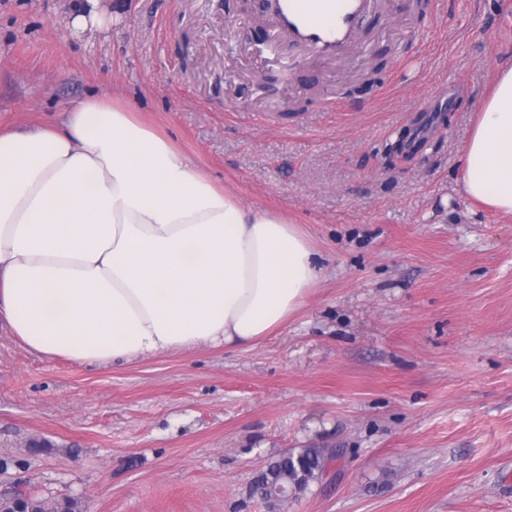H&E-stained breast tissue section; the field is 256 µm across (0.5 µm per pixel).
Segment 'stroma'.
<instances>
[{"label":"stroma","instance_id":"obj_1","mask_svg":"<svg viewBox=\"0 0 512 512\" xmlns=\"http://www.w3.org/2000/svg\"><path fill=\"white\" fill-rule=\"evenodd\" d=\"M336 64L257 0H0V126L105 94L244 206L301 225L316 286L272 336L107 368L0 330V495L82 512H266L292 448L339 454L284 512H512V214L459 187L512 0H389ZM98 1L87 0L84 9L73 17L71 26L75 31H85L101 24L102 19L97 11Z\"/></svg>","mask_w":512,"mask_h":512}]
</instances>
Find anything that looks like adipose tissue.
I'll return each instance as SVG.
<instances>
[{
    "label": "adipose tissue",
    "instance_id": "ef3b65f1",
    "mask_svg": "<svg viewBox=\"0 0 512 512\" xmlns=\"http://www.w3.org/2000/svg\"><path fill=\"white\" fill-rule=\"evenodd\" d=\"M0 129V325L30 350L109 366L254 345L319 280L299 225L243 206L120 99ZM464 194L512 214V66L461 152Z\"/></svg>",
    "mask_w": 512,
    "mask_h": 512
}]
</instances>
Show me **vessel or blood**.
Instances as JSON below:
<instances>
[{
	"mask_svg": "<svg viewBox=\"0 0 512 512\" xmlns=\"http://www.w3.org/2000/svg\"><path fill=\"white\" fill-rule=\"evenodd\" d=\"M375 0H279V29L325 58L343 56L356 42L362 17Z\"/></svg>",
	"mask_w": 512,
	"mask_h": 512,
	"instance_id": "1",
	"label": "vessel or blood"
}]
</instances>
